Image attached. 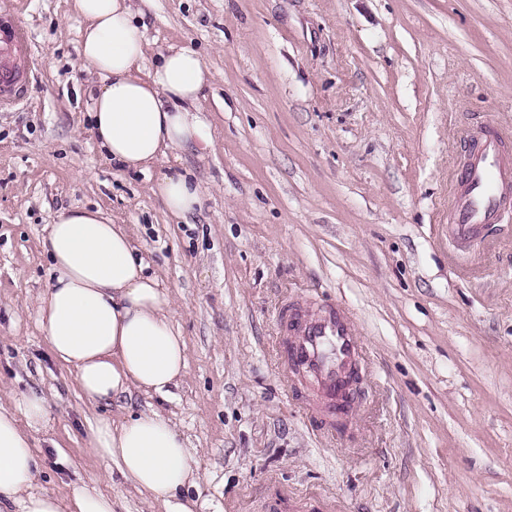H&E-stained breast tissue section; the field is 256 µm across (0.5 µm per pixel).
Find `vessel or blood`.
Masks as SVG:
<instances>
[{"label": "vessel or blood", "instance_id": "b4317fda", "mask_svg": "<svg viewBox=\"0 0 512 512\" xmlns=\"http://www.w3.org/2000/svg\"><path fill=\"white\" fill-rule=\"evenodd\" d=\"M29 47L20 25L0 23V106L20 101L30 77ZM452 195L448 236L462 246L471 244L497 224L512 193V157L498 131L474 132ZM284 336L278 347L279 365L287 387L298 391L301 379H311L323 402H309V414L323 431L335 432L334 400L339 391L358 397L361 386L350 381L349 370L365 361L364 343L353 312L339 303L308 310L294 302L279 313Z\"/></svg>", "mask_w": 512, "mask_h": 512}]
</instances>
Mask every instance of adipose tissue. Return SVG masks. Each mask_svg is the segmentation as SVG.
Listing matches in <instances>:
<instances>
[{
  "mask_svg": "<svg viewBox=\"0 0 512 512\" xmlns=\"http://www.w3.org/2000/svg\"><path fill=\"white\" fill-rule=\"evenodd\" d=\"M73 7L85 24L82 61L105 77L91 118L110 158L142 171L171 154L205 151L210 124L195 106L207 83L201 58L170 47L147 64L132 0H74ZM156 192L178 217L201 203L200 185L182 173L161 175ZM44 249L51 279L37 323L82 395L114 403L136 391L169 393L187 368V345L171 323L169 293L147 272L126 226L99 209H67L50 225ZM47 415L46 399L36 394L15 410L0 405V512H112L111 497L80 486L66 498L33 492L31 432ZM88 446L145 501L164 512H195L188 491L199 480L198 466L159 412H131L119 423L97 416Z\"/></svg>",
  "mask_w": 512,
  "mask_h": 512,
  "instance_id": "adipose-tissue-1",
  "label": "adipose tissue"
}]
</instances>
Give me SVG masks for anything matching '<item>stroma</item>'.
Wrapping results in <instances>:
<instances>
[{"label":"stroma","instance_id":"obj_1","mask_svg":"<svg viewBox=\"0 0 512 512\" xmlns=\"http://www.w3.org/2000/svg\"><path fill=\"white\" fill-rule=\"evenodd\" d=\"M31 45L0 108V404L45 396L36 489L72 483L151 512L87 445L96 415L160 412L193 448L197 512H261L278 488L336 512H512V213L448 241L464 131L512 129V0H140L146 57L185 46L211 79L212 145L124 169L91 135L103 83L72 0H14ZM204 189L167 214L160 173ZM101 208L172 298L187 369L170 394L93 404L36 304L63 209ZM287 299L348 305L368 361L348 428L318 431L278 368Z\"/></svg>","mask_w":512,"mask_h":512}]
</instances>
